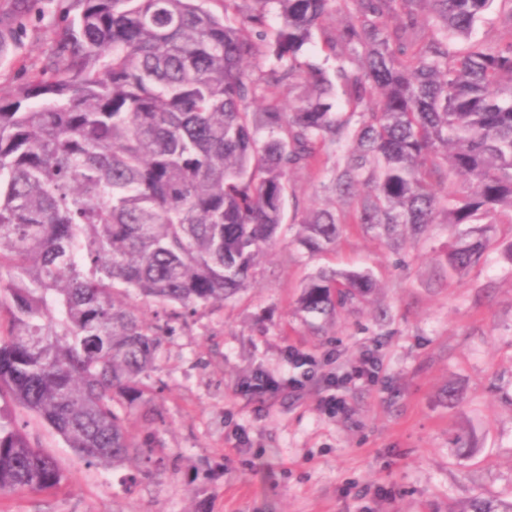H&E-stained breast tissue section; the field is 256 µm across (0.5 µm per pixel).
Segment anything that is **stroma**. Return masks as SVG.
<instances>
[{"mask_svg": "<svg viewBox=\"0 0 512 512\" xmlns=\"http://www.w3.org/2000/svg\"><path fill=\"white\" fill-rule=\"evenodd\" d=\"M69 0H30L17 47L0 56V98L15 97L46 64ZM332 160L294 173L293 228L330 205ZM487 248L466 271L449 269L460 233L432 224L398 243L363 224L310 253L287 232L248 287L164 337V382L130 414L145 436L159 412L162 473L89 468L48 427L32 441L66 479L54 492L0 498V512H464L476 498L512 500V224L472 225ZM322 270L368 273L374 286L330 319L297 308ZM373 379L340 385L360 351ZM309 357L295 367L291 353ZM276 389H252L255 374ZM456 387L449 403L445 390ZM345 401L333 412L328 401Z\"/></svg>", "mask_w": 512, "mask_h": 512, "instance_id": "stroma-1", "label": "stroma"}]
</instances>
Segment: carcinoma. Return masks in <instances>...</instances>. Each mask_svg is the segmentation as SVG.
Returning a JSON list of instances; mask_svg holds the SVG:
<instances>
[{
	"instance_id": "obj_1",
	"label": "carcinoma",
	"mask_w": 512,
	"mask_h": 512,
	"mask_svg": "<svg viewBox=\"0 0 512 512\" xmlns=\"http://www.w3.org/2000/svg\"><path fill=\"white\" fill-rule=\"evenodd\" d=\"M496 1L512 27V0H223L221 15L204 0H75L49 66L0 100V400L14 407L0 409V495L65 479L20 414L89 467L162 471L156 438L129 425L161 337L247 287L290 229L292 172L340 154L330 188L350 210L309 213L296 240L310 252L350 220L395 241L512 217V40L471 38ZM332 14L334 81L303 60ZM304 73L296 101L272 94ZM485 248L461 237L448 266ZM372 287L321 271L300 308L329 316Z\"/></svg>"
}]
</instances>
